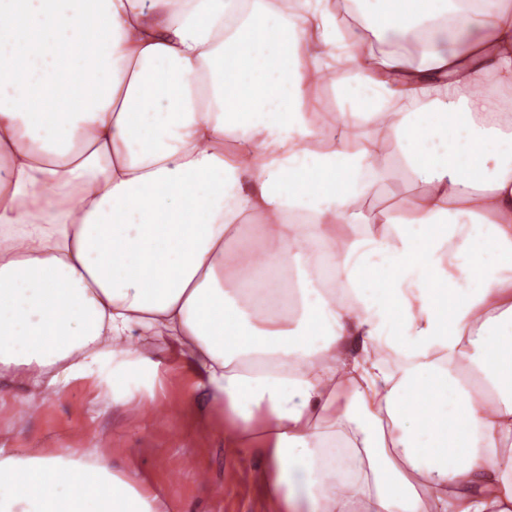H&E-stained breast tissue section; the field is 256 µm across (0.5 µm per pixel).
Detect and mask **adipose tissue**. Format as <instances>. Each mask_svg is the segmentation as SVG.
<instances>
[{"label": "adipose tissue", "mask_w": 512, "mask_h": 512, "mask_svg": "<svg viewBox=\"0 0 512 512\" xmlns=\"http://www.w3.org/2000/svg\"><path fill=\"white\" fill-rule=\"evenodd\" d=\"M23 19L48 46L0 60V379L95 364L147 404L156 336L274 512H512V9L0 0V48ZM0 485V512H164L102 454L0 448Z\"/></svg>", "instance_id": "1"}]
</instances>
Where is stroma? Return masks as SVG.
<instances>
[{
	"label": "stroma",
	"instance_id": "obj_1",
	"mask_svg": "<svg viewBox=\"0 0 512 512\" xmlns=\"http://www.w3.org/2000/svg\"><path fill=\"white\" fill-rule=\"evenodd\" d=\"M159 366L156 407L130 417L113 404L95 371L38 393L0 380V447L20 457L87 456L104 450L114 468H131L160 496L166 512H270L262 453L224 445V414L169 343L147 340Z\"/></svg>",
	"mask_w": 512,
	"mask_h": 512
}]
</instances>
